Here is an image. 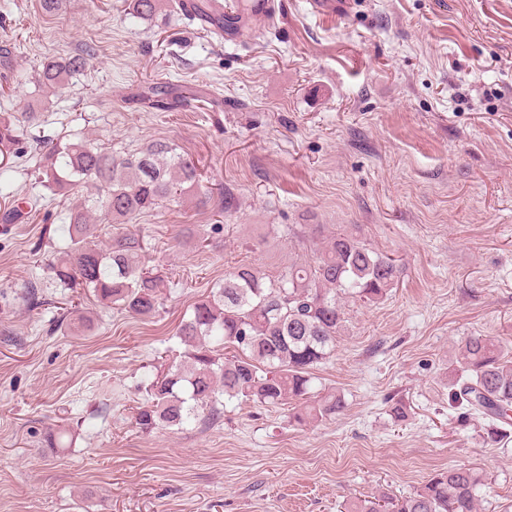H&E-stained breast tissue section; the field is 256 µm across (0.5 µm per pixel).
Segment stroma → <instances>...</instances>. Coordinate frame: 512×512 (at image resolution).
<instances>
[{
  "label": "stroma",
  "mask_w": 512,
  "mask_h": 512,
  "mask_svg": "<svg viewBox=\"0 0 512 512\" xmlns=\"http://www.w3.org/2000/svg\"><path fill=\"white\" fill-rule=\"evenodd\" d=\"M275 3L274 19L225 42L171 7L146 24L125 0H66L52 16L0 0V42L24 77L0 116L37 100L48 139L170 141L210 197L112 225L142 236L167 280L140 319L50 279L57 228L87 190L44 200L22 141L13 185L33 208L0 223V512H339L454 464L484 475L482 512H512V439L486 444L481 421L448 408L454 346L481 334L512 348V0H346L321 14ZM87 45L96 57L66 93L38 89L45 57ZM156 86L198 99L142 108ZM303 224L325 233L300 236ZM347 224L403 271L381 300L346 303L314 371L344 393L342 414L298 426L289 404L232 402L209 425L137 428L150 366L179 350L184 314L226 272L277 278ZM398 398L410 409L397 422ZM54 424L72 447H45Z\"/></svg>",
  "instance_id": "obj_1"
}]
</instances>
